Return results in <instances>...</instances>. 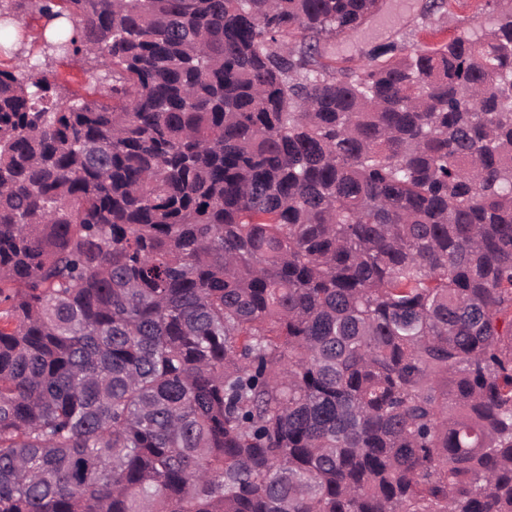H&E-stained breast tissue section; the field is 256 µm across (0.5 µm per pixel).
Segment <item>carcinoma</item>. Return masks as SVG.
<instances>
[{
	"label": "carcinoma",
	"instance_id": "obj_1",
	"mask_svg": "<svg viewBox=\"0 0 512 512\" xmlns=\"http://www.w3.org/2000/svg\"><path fill=\"white\" fill-rule=\"evenodd\" d=\"M505 1L0 0V512H512ZM386 1L384 15L391 12L388 22H382L383 15L367 22L368 33H349L336 41V46H322L328 56L336 52V67H357L367 62L379 44L427 47L448 41L465 29L488 26L485 0H444L442 7H432L434 0ZM22 27L25 29L27 35L26 45L24 47L25 54L19 58L9 60L8 57H2L5 65L18 66L22 60L30 55L31 57L37 56L41 49V40L39 38L44 28V20L36 14L23 16ZM45 69L50 81L62 92L89 94V98L95 97L92 93L99 87L97 72L90 70L82 61L69 56H57Z\"/></svg>",
	"mask_w": 512,
	"mask_h": 512
}]
</instances>
